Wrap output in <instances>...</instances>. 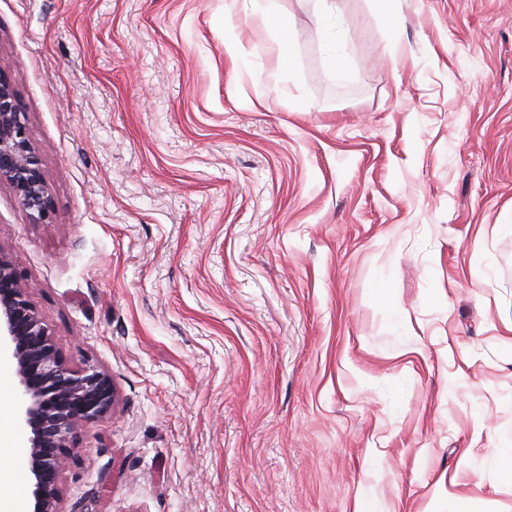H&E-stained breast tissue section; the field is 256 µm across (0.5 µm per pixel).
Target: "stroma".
Wrapping results in <instances>:
<instances>
[{"mask_svg": "<svg viewBox=\"0 0 512 512\" xmlns=\"http://www.w3.org/2000/svg\"><path fill=\"white\" fill-rule=\"evenodd\" d=\"M335 3L0 0V248L116 392L63 512H512V0ZM7 184L40 224L49 223L52 200L41 160L31 145L11 80L0 73V185Z\"/></svg>", "mask_w": 512, "mask_h": 512, "instance_id": "35a3bbf8", "label": "stroma"}]
</instances>
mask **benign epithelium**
I'll list each match as a JSON object with an SVG mask.
<instances>
[{"instance_id":"7a95c632","label":"benign epithelium","mask_w":512,"mask_h":512,"mask_svg":"<svg viewBox=\"0 0 512 512\" xmlns=\"http://www.w3.org/2000/svg\"><path fill=\"white\" fill-rule=\"evenodd\" d=\"M8 185L36 221L49 223L52 200L25 113L11 80L0 74V185ZM0 349L20 386L28 428L33 512H61L59 479L77 434L107 420L115 403L111 377L93 365L74 369L56 349L29 298L19 264L0 248Z\"/></svg>"}]
</instances>
